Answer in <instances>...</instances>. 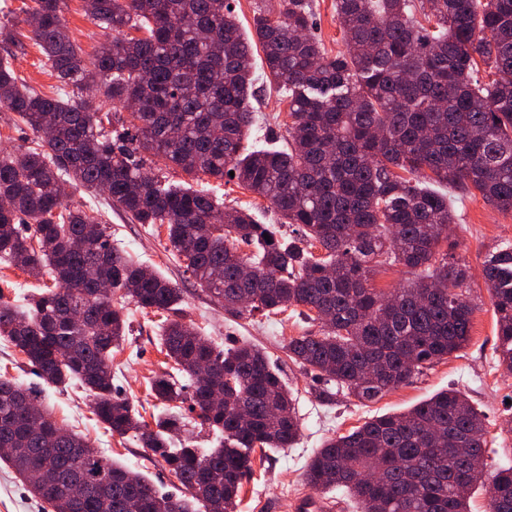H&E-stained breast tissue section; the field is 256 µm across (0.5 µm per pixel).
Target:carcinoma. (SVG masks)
Instances as JSON below:
<instances>
[{
    "instance_id": "carcinoma-1",
    "label": "carcinoma",
    "mask_w": 512,
    "mask_h": 512,
    "mask_svg": "<svg viewBox=\"0 0 512 512\" xmlns=\"http://www.w3.org/2000/svg\"><path fill=\"white\" fill-rule=\"evenodd\" d=\"M32 2L24 10L29 39L72 97L35 90L0 57V105L37 136L33 147L0 152V200L10 203L0 209V260L41 278L25 309L0 300V335L44 383L76 382L98 423L135 437L192 497L160 494L44 407L49 435L34 433L26 411L37 391L0 375V446L12 449L3 461L51 512H99L102 499L111 512H195L194 501L204 512H236L253 453L291 448L301 432L265 351L247 343L222 351L177 319L160 326L166 361L150 382L153 423L112 394L126 305L168 313L182 290L145 273L112 244L107 225L68 207L59 190L66 179L106 192L139 224L166 225L171 251L224 312L290 309L319 324V333L292 336L285 348L328 388L373 401L469 344L468 266L440 250L454 208L425 184L476 190L512 211V0H335L346 49L333 57L310 33V0H278L277 11L256 13L250 39L224 0H83L86 15L113 35L92 56L69 37L65 0ZM254 43L288 101L283 149L247 146ZM480 61L493 78L480 75ZM88 87L125 108L138 99V116L106 128L101 108L82 100ZM157 160L191 177L234 172L298 238L285 240L247 209L219 207L204 188L169 183ZM377 266L415 277L385 293L371 285ZM483 276L497 315L498 365L512 374V246L485 255ZM99 282L112 287L104 306L96 305ZM317 310L331 319L320 321ZM202 361L213 377L197 375ZM186 401L224 438L221 447L180 435ZM487 447L482 414L446 389L327 439L305 479L316 492L345 489L360 512H470L478 484L488 512H512V466L489 480L474 472ZM35 466L52 480L28 482ZM77 474L91 477L80 500Z\"/></svg>"
}]
</instances>
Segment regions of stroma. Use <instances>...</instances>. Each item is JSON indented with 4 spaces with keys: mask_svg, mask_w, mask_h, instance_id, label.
Returning a JSON list of instances; mask_svg holds the SVG:
<instances>
[{
    "mask_svg": "<svg viewBox=\"0 0 512 512\" xmlns=\"http://www.w3.org/2000/svg\"><path fill=\"white\" fill-rule=\"evenodd\" d=\"M334 2L312 0V32L330 56L345 46ZM82 5V0H67L63 17L70 36L85 54L91 55L111 41L112 34L96 26L85 15ZM4 55L9 56L15 72L28 85L50 95L57 93L58 83L41 67V54L32 41H25L20 47L0 44V57ZM253 70L257 77V121L251 135L282 142L289 123L287 105L282 101L281 88L269 76L258 47L253 50ZM201 184L212 190L225 206L252 209L259 223L281 222L267 201L239 187L236 181L206 177ZM66 203L108 224L114 244L182 288L179 316L184 322L199 327L203 336L223 348L242 343L262 347L292 390L301 436L293 447L269 451L266 457L254 461L252 472L242 481L237 512H297L298 499L308 491L307 465L326 439L346 433L373 417L406 411L450 387L464 393L484 416L488 465H512V375L496 366L497 318L482 275L485 254L512 242V212L497 210L477 191L456 195L457 220L450 227L447 241L441 244L442 251L460 256L469 267L467 295L474 306L472 339L448 359L425 368L409 384L373 402L358 400L342 389L326 391L321 380L289 358V337L311 329L304 320L286 313L270 317L258 313L238 317L225 314L221 305L195 287L183 262L168 250L165 227L132 223L123 212L109 207L105 194L72 183L67 186ZM129 321L127 339L122 349L112 355V383L116 396L145 405L149 402V382L163 370L165 356L153 315L134 310ZM41 402L59 423L95 439L105 457L145 474L161 492L187 498L185 488L148 449L131 438L111 435L94 420L91 399L82 389L48 387ZM0 512H44L42 503L1 461Z\"/></svg>",
    "mask_w": 512,
    "mask_h": 512,
    "instance_id": "stroma-1",
    "label": "stroma"
}]
</instances>
